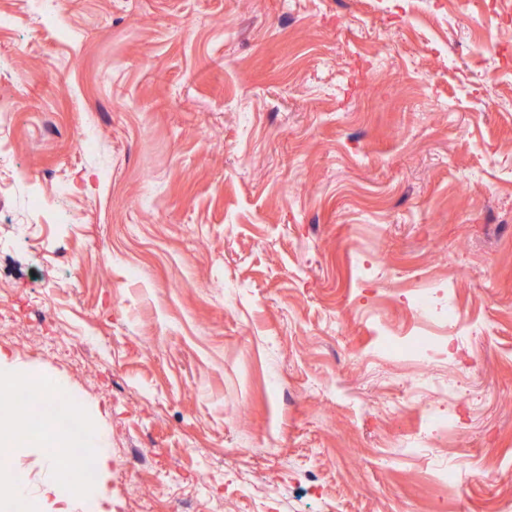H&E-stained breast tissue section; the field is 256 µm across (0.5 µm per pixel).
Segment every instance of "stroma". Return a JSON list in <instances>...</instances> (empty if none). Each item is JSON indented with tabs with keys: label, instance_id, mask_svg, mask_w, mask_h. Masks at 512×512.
<instances>
[{
	"label": "stroma",
	"instance_id": "35a3bbf8",
	"mask_svg": "<svg viewBox=\"0 0 512 512\" xmlns=\"http://www.w3.org/2000/svg\"><path fill=\"white\" fill-rule=\"evenodd\" d=\"M510 39L450 0H0V352L113 458L70 512H512ZM426 282L468 335L374 360Z\"/></svg>",
	"mask_w": 512,
	"mask_h": 512
}]
</instances>
